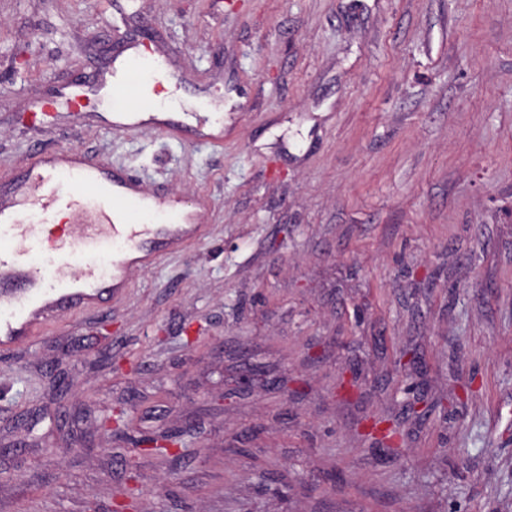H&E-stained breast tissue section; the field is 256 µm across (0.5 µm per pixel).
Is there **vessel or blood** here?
<instances>
[{"label":"vessel or blood","instance_id":"obj_1","mask_svg":"<svg viewBox=\"0 0 512 512\" xmlns=\"http://www.w3.org/2000/svg\"><path fill=\"white\" fill-rule=\"evenodd\" d=\"M147 77L155 81L163 77L161 59L151 54L127 65L116 95L128 96ZM143 200L156 213L180 207L171 196L143 191L141 182L125 168L105 167L80 153H47L24 171L12 201L0 204L1 348L27 340L54 317L111 303L115 273L134 260L148 265L184 240L178 226L142 224L134 214L127 215L125 223H114L118 207ZM26 208L47 218L65 211L75 221L74 231L52 244L53 257L62 262L81 254L89 243H111L117 250L111 272L87 263L73 282L62 264L51 268L36 263L43 235L39 226L21 223L19 214Z\"/></svg>","mask_w":512,"mask_h":512}]
</instances>
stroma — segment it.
<instances>
[{
    "label": "stroma",
    "mask_w": 512,
    "mask_h": 512,
    "mask_svg": "<svg viewBox=\"0 0 512 512\" xmlns=\"http://www.w3.org/2000/svg\"><path fill=\"white\" fill-rule=\"evenodd\" d=\"M68 148L200 225L0 350V512H512V0H0V197ZM142 60L139 62L127 64L124 83L114 89V93L119 97L128 96L131 88L138 86L146 77V73L152 80L158 82L163 77V62L155 55L141 54Z\"/></svg>",
    "instance_id": "stroma-1"
}]
</instances>
